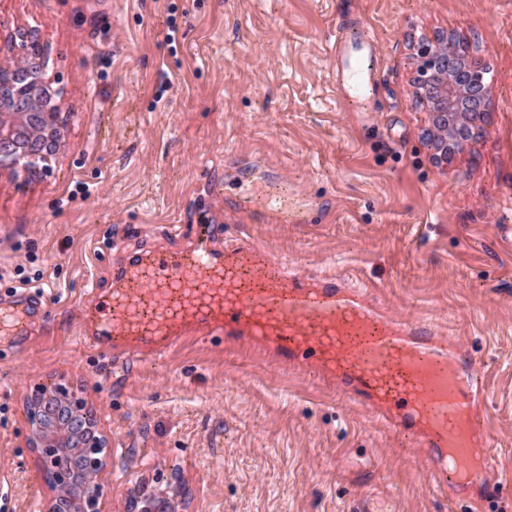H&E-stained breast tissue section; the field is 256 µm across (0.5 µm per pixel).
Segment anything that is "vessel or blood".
<instances>
[{
	"mask_svg": "<svg viewBox=\"0 0 512 512\" xmlns=\"http://www.w3.org/2000/svg\"><path fill=\"white\" fill-rule=\"evenodd\" d=\"M336 51L346 101L368 111L377 85L372 37L338 40ZM197 224L194 246L142 252L113 274L107 295L79 314L86 348L128 364L194 340L248 343L278 364L314 368L376 421L415 439L438 484L480 487L481 504L497 496L485 477L489 439L475 361L461 345L336 276L290 271L243 238L216 253L228 227L204 216ZM48 311L31 291L0 301V346L26 344ZM392 509L376 490L347 504V512Z\"/></svg>",
	"mask_w": 512,
	"mask_h": 512,
	"instance_id": "1",
	"label": "vessel or blood"
}]
</instances>
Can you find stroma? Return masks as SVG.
I'll use <instances>...</instances> for the list:
<instances>
[{"label":"stroma","mask_w":512,"mask_h":512,"mask_svg":"<svg viewBox=\"0 0 512 512\" xmlns=\"http://www.w3.org/2000/svg\"><path fill=\"white\" fill-rule=\"evenodd\" d=\"M354 14L378 49L370 112L349 111L336 85L337 31ZM26 29L63 137L48 170H0V295L27 276L51 300L42 335L0 350L6 512L49 505L26 402L56 384L109 437L105 512L160 492L177 512H345L371 487L399 512H469L434 491L406 436L315 373L206 341L120 370L82 346L79 310L122 255L190 246L202 213L464 343L501 488L487 512H512V0H0V35ZM452 32L491 69L492 108L440 161L413 46ZM241 167L257 191L238 212ZM282 202L296 221L266 214Z\"/></svg>","instance_id":"obj_1"}]
</instances>
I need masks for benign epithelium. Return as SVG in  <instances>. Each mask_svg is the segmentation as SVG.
Returning a JSON list of instances; mask_svg holds the SVG:
<instances>
[{
  "mask_svg": "<svg viewBox=\"0 0 512 512\" xmlns=\"http://www.w3.org/2000/svg\"><path fill=\"white\" fill-rule=\"evenodd\" d=\"M20 42L10 64L0 65V167L36 171L55 152L62 132L49 81L43 71H35L41 56L39 43L32 33ZM447 42V37L435 35L421 39L415 47L416 97L430 103L427 137L444 159L464 144L467 127L490 112L483 64L448 54ZM48 398L45 395L38 407L54 417L56 426L47 435L35 436L42 454L66 448L75 454L85 439H104L97 420L87 410L77 409L76 398L66 392L56 395L51 404ZM103 468L104 462L93 460L55 472L51 500L64 504L65 512H94Z\"/></svg>",
  "mask_w": 512,
  "mask_h": 512,
  "instance_id": "7a95c632",
  "label": "benign epithelium"
}]
</instances>
